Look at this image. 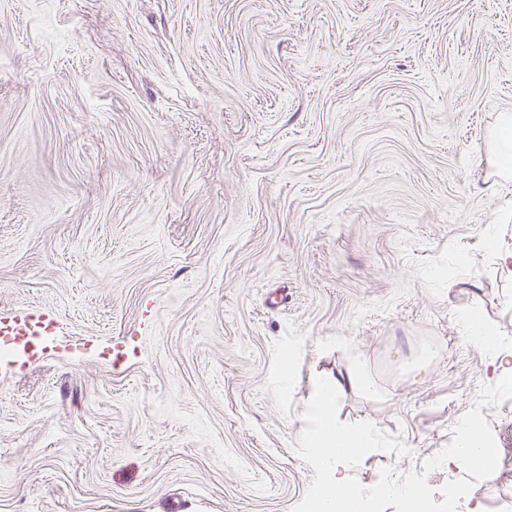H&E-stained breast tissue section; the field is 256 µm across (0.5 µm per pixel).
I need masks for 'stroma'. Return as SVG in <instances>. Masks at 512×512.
I'll return each instance as SVG.
<instances>
[{
    "mask_svg": "<svg viewBox=\"0 0 512 512\" xmlns=\"http://www.w3.org/2000/svg\"><path fill=\"white\" fill-rule=\"evenodd\" d=\"M512 0H0V512H295L317 378L400 433L512 368ZM478 315L498 359L461 324ZM501 452L458 512L512 485ZM490 150L500 167L503 180L511 179L512 169V114L503 113L492 136ZM53 319L48 310H15L0 316V333L3 336H16L15 344L30 347L29 338L33 328L44 327Z\"/></svg>",
    "mask_w": 512,
    "mask_h": 512,
    "instance_id": "obj_1",
    "label": "stroma"
}]
</instances>
